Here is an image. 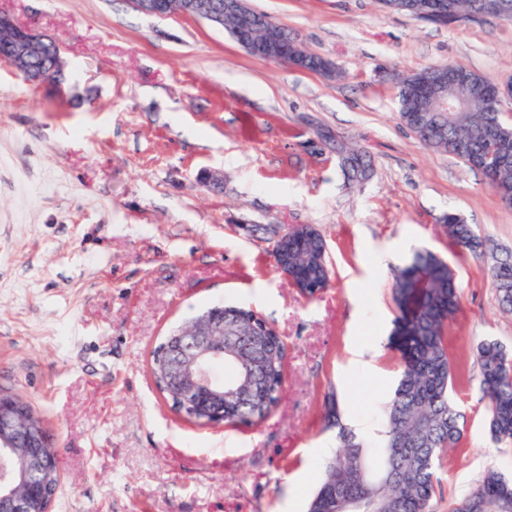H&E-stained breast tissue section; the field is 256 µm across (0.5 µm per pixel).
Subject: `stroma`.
Listing matches in <instances>:
<instances>
[{
	"label": "stroma",
	"mask_w": 512,
	"mask_h": 512,
	"mask_svg": "<svg viewBox=\"0 0 512 512\" xmlns=\"http://www.w3.org/2000/svg\"><path fill=\"white\" fill-rule=\"evenodd\" d=\"M250 3L335 76L258 60L203 20L129 0H0L60 45L67 77L58 93L0 61V387L46 416L53 512H306L338 447L329 397L366 447L383 443L401 368L392 271L409 254L373 261L407 240L447 259L460 289L445 336L466 423L431 502L448 512L487 471L512 475L476 358L487 339L512 351V313L490 259L458 254L441 218L512 249V207L400 121L381 71L452 63L512 79V19L440 27L375 0ZM353 150L365 179L341 167ZM305 224L331 268L314 299L271 254L278 232ZM224 299L277 329L288 366L262 421L201 427L170 409L150 360L171 326ZM368 344L362 370L353 353Z\"/></svg>",
	"instance_id": "stroma-1"
}]
</instances>
